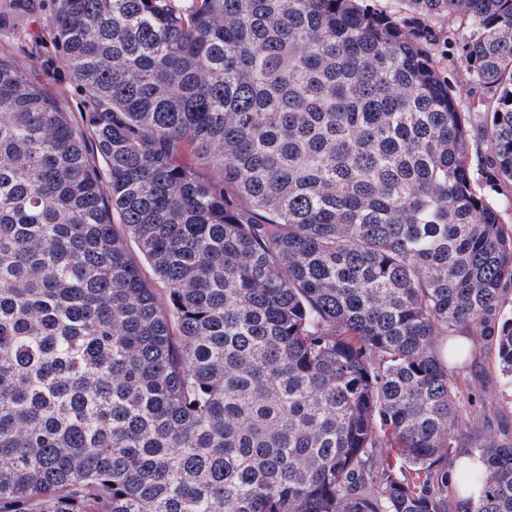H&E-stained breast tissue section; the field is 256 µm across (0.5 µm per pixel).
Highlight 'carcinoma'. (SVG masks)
Masks as SVG:
<instances>
[{
  "mask_svg": "<svg viewBox=\"0 0 512 512\" xmlns=\"http://www.w3.org/2000/svg\"><path fill=\"white\" fill-rule=\"evenodd\" d=\"M404 2L0 0V512H512V0ZM29 76L31 80L40 84L48 94L65 101L70 107V112H75L76 117L80 120L78 112L82 111L83 93L64 65L60 63L49 66L38 65L30 71ZM474 359L453 366L457 399L464 410L458 432L465 434L469 420L485 417L493 431L502 425L512 427V382L502 375L493 351L487 348L484 336H470Z\"/></svg>",
  "mask_w": 512,
  "mask_h": 512,
  "instance_id": "carcinoma-1",
  "label": "carcinoma"
}]
</instances>
